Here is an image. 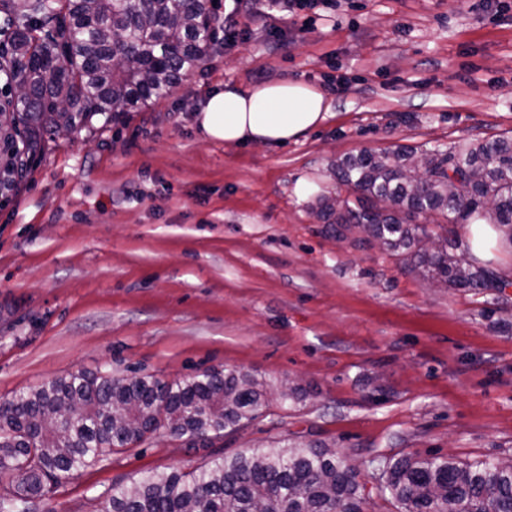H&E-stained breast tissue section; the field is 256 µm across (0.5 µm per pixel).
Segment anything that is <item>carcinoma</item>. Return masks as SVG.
Masks as SVG:
<instances>
[{
  "instance_id": "1",
  "label": "carcinoma",
  "mask_w": 512,
  "mask_h": 512,
  "mask_svg": "<svg viewBox=\"0 0 512 512\" xmlns=\"http://www.w3.org/2000/svg\"><path fill=\"white\" fill-rule=\"evenodd\" d=\"M212 2L0 0V81L25 94L0 102V196L18 189L44 135L140 112L186 81L217 49ZM333 173L353 199L324 196L316 214L336 236L357 228L360 243L378 240L449 288L499 290L512 276L482 264L451 230L439 248L425 247L429 224H493L512 245V139L365 150L337 159ZM269 409L265 383L235 368L173 381L102 370L57 377L0 402V512L159 428L193 448ZM374 495L400 512H512V459L391 458L372 493L335 450L308 441L114 486L97 512H368Z\"/></svg>"
}]
</instances>
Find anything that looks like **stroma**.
Instances as JSON below:
<instances>
[{"instance_id":"obj_1","label":"stroma","mask_w":512,"mask_h":512,"mask_svg":"<svg viewBox=\"0 0 512 512\" xmlns=\"http://www.w3.org/2000/svg\"><path fill=\"white\" fill-rule=\"evenodd\" d=\"M214 7L231 46L150 109L46 139L0 202V401L77 371L238 368L307 398L225 436L227 456L322 442L369 490L393 457L512 458V287H436L313 212L336 158L512 137V20L466 0ZM338 75L327 120L285 145L195 121L227 84ZM212 455L160 430L15 512H96L112 485Z\"/></svg>"}]
</instances>
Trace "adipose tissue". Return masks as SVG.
I'll use <instances>...</instances> for the list:
<instances>
[{
  "label": "adipose tissue",
  "mask_w": 512,
  "mask_h": 512,
  "mask_svg": "<svg viewBox=\"0 0 512 512\" xmlns=\"http://www.w3.org/2000/svg\"><path fill=\"white\" fill-rule=\"evenodd\" d=\"M329 114L323 91L284 80L215 90L199 104L196 122L214 141L276 145L297 140Z\"/></svg>",
  "instance_id": "ef3b65f1"
}]
</instances>
